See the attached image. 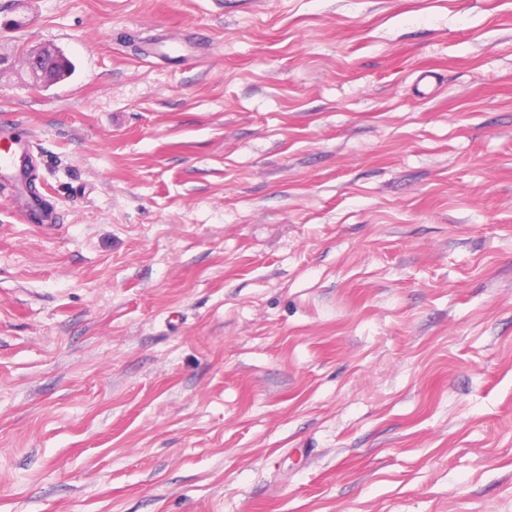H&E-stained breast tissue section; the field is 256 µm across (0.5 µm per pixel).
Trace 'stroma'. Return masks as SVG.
<instances>
[{
  "mask_svg": "<svg viewBox=\"0 0 512 512\" xmlns=\"http://www.w3.org/2000/svg\"><path fill=\"white\" fill-rule=\"evenodd\" d=\"M2 118L0 512H512V0H0ZM64 54L56 49H41L33 52L27 62V67L31 74L35 77L36 74H44L48 71L52 62L55 59H64ZM10 127L11 124L0 125V177L13 183L20 194L15 217L25 224H38L35 222L40 200L25 192L33 155L28 147L11 140Z\"/></svg>",
  "mask_w": 512,
  "mask_h": 512,
  "instance_id": "obj_1",
  "label": "stroma"
}]
</instances>
